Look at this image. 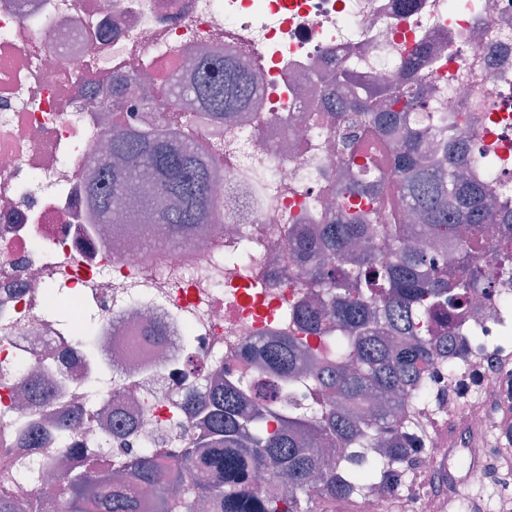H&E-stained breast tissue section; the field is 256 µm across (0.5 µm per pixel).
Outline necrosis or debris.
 <instances>
[{"instance_id": "4bbe7bcc", "label": "necrosis or debris", "mask_w": 512, "mask_h": 512, "mask_svg": "<svg viewBox=\"0 0 512 512\" xmlns=\"http://www.w3.org/2000/svg\"><path fill=\"white\" fill-rule=\"evenodd\" d=\"M419 46L432 92L415 118L436 144L464 136L471 173L512 202V0H0V459L16 497L61 483L75 447L115 463L187 447L185 394L251 375L249 343L296 335L310 290L280 229L335 213L348 82L395 90ZM194 55L249 73L246 109L202 116L184 92ZM145 69L151 85L113 93ZM173 85L182 94L152 109ZM120 121L180 127L209 166L204 223L175 235L153 206L95 212L102 163L146 177L102 150ZM483 334L478 363L422 389L446 415L467 399L474 431L512 390V340L493 318ZM121 409L131 433L106 425ZM76 412L73 431L57 429ZM33 423L43 447L25 444Z\"/></svg>"}]
</instances>
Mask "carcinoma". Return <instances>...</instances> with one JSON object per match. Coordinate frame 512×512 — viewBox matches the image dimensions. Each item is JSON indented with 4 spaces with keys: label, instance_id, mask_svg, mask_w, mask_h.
Wrapping results in <instances>:
<instances>
[{
    "label": "carcinoma",
    "instance_id": "cac0c4a2",
    "mask_svg": "<svg viewBox=\"0 0 512 512\" xmlns=\"http://www.w3.org/2000/svg\"><path fill=\"white\" fill-rule=\"evenodd\" d=\"M184 90L217 113L244 108L251 93L245 71L224 60L198 62L194 82L173 88ZM426 94L412 77L383 98L367 89L355 97L340 136L341 160L356 171L369 163L353 150L358 134L396 141L386 160L403 176L404 198L422 225L405 223L381 185L369 191L366 206L356 203L362 187L353 180L337 201L336 223L284 230L309 259L308 286L321 291L299 308L303 336L252 348L263 374L249 384L218 381L192 399L189 447L165 451L160 460L130 456L115 472L72 468L62 494L43 491L26 502L9 492V473L0 466V512H316V500L348 501L370 484L391 489L408 479L415 453L432 437L420 389L467 352L466 341L436 316H448L454 295L483 293L512 262V236L488 232L490 224H512V205L461 170L424 166L431 131L411 124L409 115ZM173 136L131 127L112 135L109 151L149 170L150 190L166 202L158 221L178 231L208 216L209 172L192 149L174 147ZM134 188L126 174L105 166L89 192L107 214ZM420 233L462 254L463 262H429L424 248L409 244ZM381 249L391 261H376ZM328 322L346 341L334 357L312 344L326 340ZM303 374L316 389L315 405L279 406V393ZM261 473L270 486L260 495L252 481ZM143 486L152 488L147 504Z\"/></svg>",
    "mask_w": 512,
    "mask_h": 512
}]
</instances>
